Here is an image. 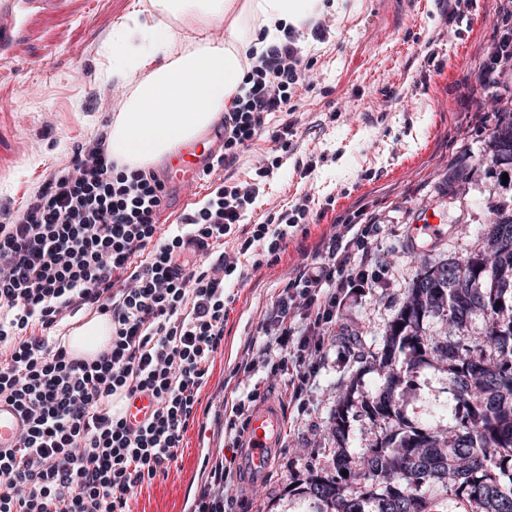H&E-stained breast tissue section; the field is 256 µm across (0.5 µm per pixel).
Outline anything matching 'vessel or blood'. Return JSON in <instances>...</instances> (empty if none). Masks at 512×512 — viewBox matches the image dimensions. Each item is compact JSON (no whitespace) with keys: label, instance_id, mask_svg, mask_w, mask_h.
Segmentation results:
<instances>
[{"label":"vessel or blood","instance_id":"b4317fda","mask_svg":"<svg viewBox=\"0 0 512 512\" xmlns=\"http://www.w3.org/2000/svg\"><path fill=\"white\" fill-rule=\"evenodd\" d=\"M20 4L21 0H0L1 47L13 41ZM216 152L217 141L210 136L180 144L167 158L166 172L179 183L196 184ZM150 410V396L139 394L123 403L121 415L127 424L135 426ZM284 422L285 413L279 399L271 396L256 405L237 461V472L241 482L255 487L265 482L281 443ZM24 426V418L17 408L0 401V452L14 448L16 438Z\"/></svg>","mask_w":512,"mask_h":512}]
</instances>
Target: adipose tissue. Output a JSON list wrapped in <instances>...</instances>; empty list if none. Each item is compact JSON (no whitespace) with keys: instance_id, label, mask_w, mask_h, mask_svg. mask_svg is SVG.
<instances>
[{"instance_id":"adipose-tissue-1","label":"adipose tissue","mask_w":512,"mask_h":512,"mask_svg":"<svg viewBox=\"0 0 512 512\" xmlns=\"http://www.w3.org/2000/svg\"><path fill=\"white\" fill-rule=\"evenodd\" d=\"M338 0H149L105 46L130 89L107 138L115 176L131 177L197 138L234 108L248 73L286 30L337 11ZM224 27L225 37L210 32Z\"/></svg>"}]
</instances>
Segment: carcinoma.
I'll return each mask as SVG.
<instances>
[{"mask_svg": "<svg viewBox=\"0 0 512 512\" xmlns=\"http://www.w3.org/2000/svg\"><path fill=\"white\" fill-rule=\"evenodd\" d=\"M492 141L496 157L512 161V119L494 128ZM485 239L483 253L427 267L411 280L383 347L372 354L386 368L382 388L362 401L368 418L383 425L380 441L358 453L344 448L348 390L330 416L332 470L310 474L301 488L318 512H433L432 486L463 512H512V293L494 287L512 284V215H496ZM477 315L485 321L479 340L453 339ZM427 317L448 323V336L425 335ZM431 360L448 363L466 408L462 432L450 439L436 426L407 424L397 404L412 367Z\"/></svg>", "mask_w": 512, "mask_h": 512, "instance_id": "1", "label": "carcinoma"}]
</instances>
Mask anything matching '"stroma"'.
Masks as SVG:
<instances>
[{
  "label": "stroma",
  "instance_id": "1",
  "mask_svg": "<svg viewBox=\"0 0 512 512\" xmlns=\"http://www.w3.org/2000/svg\"><path fill=\"white\" fill-rule=\"evenodd\" d=\"M144 0H58L43 10L23 4L12 46L0 51V212L17 213L69 164L78 149L104 139L123 103L101 54L118 21ZM504 0H342L325 15V38L300 43L306 68L286 86L288 109L270 115L262 133L238 148L232 180L257 183L245 228L312 199L305 228H293L279 261L231 290L224 340L209 360L207 383L167 468L138 484L129 512H193L207 480V457L224 446V401L235 390L234 365L261 334L279 283L310 260L336 220L375 217L378 275L343 301L336 330L324 339L309 400L289 405L286 381L259 388L286 403V429L266 483L236 485L237 512H316L295 492L310 472L332 466L330 415L347 388L345 446L373 447L379 429L359 401L383 376L371 354L424 266L482 251L493 212L512 211V163L495 159L490 133L512 110L480 81L487 50L512 24L495 18ZM294 125L290 152L272 142ZM406 421L444 431L465 413L447 365L428 362L409 373L400 400Z\"/></svg>",
  "mask_w": 512,
  "mask_h": 512
}]
</instances>
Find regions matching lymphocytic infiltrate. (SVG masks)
<instances>
[{"label":"lymphocytic infiltrate","mask_w":512,"mask_h":512,"mask_svg":"<svg viewBox=\"0 0 512 512\" xmlns=\"http://www.w3.org/2000/svg\"><path fill=\"white\" fill-rule=\"evenodd\" d=\"M299 32L290 30L255 70L240 107L224 115L223 155L212 170L233 166L236 147L261 132L268 115L285 111L284 81L301 67ZM103 141L77 152L17 216L0 224V342L13 328L50 325L54 316L98 305L110 315L112 346L95 363L70 360L31 336L0 361V401L17 407L26 426L0 455V512H125L133 489L174 459L224 339L228 284L277 262L289 228L310 212V197L291 211L240 234L257 184H219L175 245L156 239L165 205L158 174L113 180ZM374 223L335 224L310 262L296 269L264 314L263 338L237 365L243 374L224 405V445L239 447L262 395L259 371L288 379L290 401L303 405L325 336L348 289L373 276ZM212 252L205 271L190 262L191 244ZM231 251H224V244ZM182 257H174V248ZM150 394L154 408L137 427L105 403ZM231 469L216 457L196 512H235Z\"/></svg>","instance_id":"f902f5d3"}]
</instances>
